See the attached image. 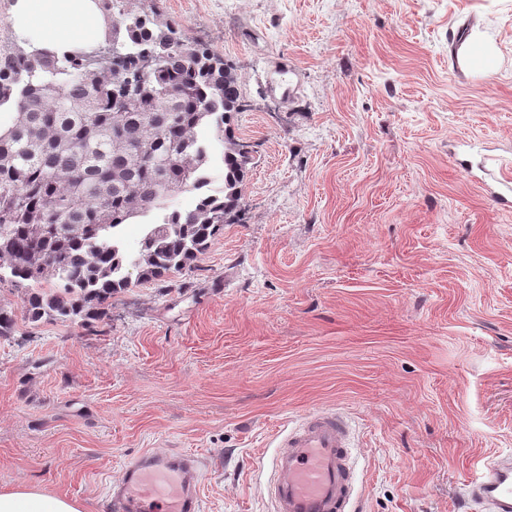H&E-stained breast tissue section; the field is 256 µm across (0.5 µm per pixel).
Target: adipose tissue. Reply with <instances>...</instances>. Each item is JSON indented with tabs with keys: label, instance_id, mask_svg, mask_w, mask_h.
<instances>
[{
	"label": "adipose tissue",
	"instance_id": "1",
	"mask_svg": "<svg viewBox=\"0 0 512 512\" xmlns=\"http://www.w3.org/2000/svg\"><path fill=\"white\" fill-rule=\"evenodd\" d=\"M15 25L34 46L68 51L102 29L95 0H16ZM0 512H84L77 501L19 486L0 491Z\"/></svg>",
	"mask_w": 512,
	"mask_h": 512
}]
</instances>
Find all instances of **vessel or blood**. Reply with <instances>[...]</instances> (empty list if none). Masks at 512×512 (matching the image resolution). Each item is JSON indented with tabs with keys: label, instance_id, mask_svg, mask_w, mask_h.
I'll list each match as a JSON object with an SVG mask.
<instances>
[{
	"label": "vessel or blood",
	"instance_id": "b4317fda",
	"mask_svg": "<svg viewBox=\"0 0 512 512\" xmlns=\"http://www.w3.org/2000/svg\"><path fill=\"white\" fill-rule=\"evenodd\" d=\"M201 463L181 452H145L128 461L104 500L105 512H202ZM273 512H353L355 471L344 419L323 410L291 429L270 460ZM475 512H512V460L496 456L467 492Z\"/></svg>",
	"mask_w": 512,
	"mask_h": 512
}]
</instances>
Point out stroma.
Returning <instances> with one entry per match:
<instances>
[{"label": "stroma", "instance_id": "1", "mask_svg": "<svg viewBox=\"0 0 512 512\" xmlns=\"http://www.w3.org/2000/svg\"><path fill=\"white\" fill-rule=\"evenodd\" d=\"M223 55L241 219L102 318L0 337V490L101 503L143 451L204 459L203 512H271L270 457L348 416L356 512H468L512 457V0H156ZM485 43L494 73L450 57ZM472 168L466 178L464 168Z\"/></svg>", "mask_w": 512, "mask_h": 512}]
</instances>
